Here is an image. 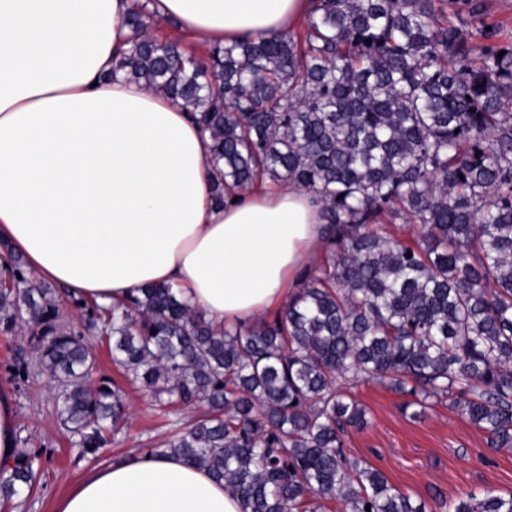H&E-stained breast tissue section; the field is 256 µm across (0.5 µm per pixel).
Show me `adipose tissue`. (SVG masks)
Returning <instances> with one entry per match:
<instances>
[{
  "instance_id": "ef3b65f1",
  "label": "adipose tissue",
  "mask_w": 512,
  "mask_h": 512,
  "mask_svg": "<svg viewBox=\"0 0 512 512\" xmlns=\"http://www.w3.org/2000/svg\"><path fill=\"white\" fill-rule=\"evenodd\" d=\"M133 0H0V241L40 278L109 306L168 283L215 326L284 307L321 259L316 196L282 181L217 204L210 140L126 75ZM310 0H153L210 46L293 29ZM56 512H241L207 472L136 453L86 473Z\"/></svg>"
}]
</instances>
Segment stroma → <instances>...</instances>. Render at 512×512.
<instances>
[{"instance_id": "obj_1", "label": "stroma", "mask_w": 512, "mask_h": 512, "mask_svg": "<svg viewBox=\"0 0 512 512\" xmlns=\"http://www.w3.org/2000/svg\"><path fill=\"white\" fill-rule=\"evenodd\" d=\"M36 339L0 333V386L10 388L18 434L38 452L32 491L16 495L0 512H55L88 470L127 459L142 448H160L180 420L197 416L207 406L197 403L159 408L148 393L127 387V424L98 456H79L56 419L57 389L46 376L16 377L13 367L34 357ZM361 403L368 424L349 429L347 452L382 471L389 482L413 498L451 500L462 493L493 489L512 492V448L488 447L485 434L446 402H435L417 419L403 412L404 396L378 383L348 387Z\"/></svg>"}]
</instances>
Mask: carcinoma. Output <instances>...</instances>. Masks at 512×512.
<instances>
[{
	"instance_id": "obj_1",
	"label": "carcinoma",
	"mask_w": 512,
	"mask_h": 512,
	"mask_svg": "<svg viewBox=\"0 0 512 512\" xmlns=\"http://www.w3.org/2000/svg\"><path fill=\"white\" fill-rule=\"evenodd\" d=\"M469 14L466 30L455 0H315L298 30L202 60L152 36L146 5L128 16L112 74L181 100L209 132L216 202L281 180L314 193L329 227L287 307L245 327H215L164 283L83 305L128 381L162 406H209L144 452L207 471L241 512H512L491 489L415 500L345 450L366 418L341 384L370 381L407 408L447 401L512 448V41ZM3 270L0 332L37 337L24 370L56 382L57 418L94 456L126 419L124 392L91 379L56 291L18 277L8 250ZM36 459L23 448L0 467L3 500L32 487Z\"/></svg>"
}]
</instances>
